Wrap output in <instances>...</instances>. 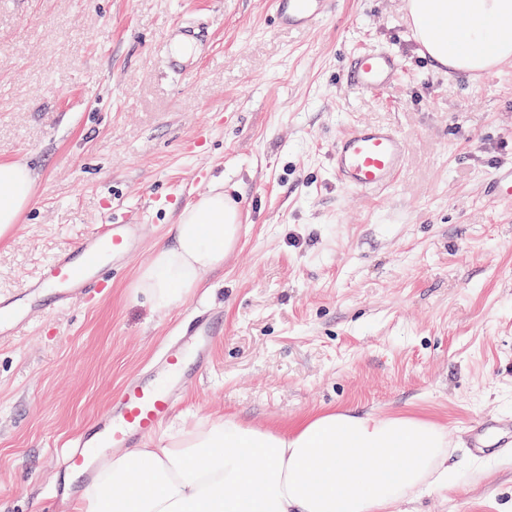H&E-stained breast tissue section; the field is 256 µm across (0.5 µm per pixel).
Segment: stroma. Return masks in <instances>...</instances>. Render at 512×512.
I'll return each instance as SVG.
<instances>
[{"instance_id": "1", "label": "stroma", "mask_w": 512, "mask_h": 512, "mask_svg": "<svg viewBox=\"0 0 512 512\" xmlns=\"http://www.w3.org/2000/svg\"><path fill=\"white\" fill-rule=\"evenodd\" d=\"M273 0H0V161L35 173L0 242V291L20 294L96 225L149 224L97 303L34 314L0 344V512H48L59 446L105 412L197 307L221 329L170 425L209 416L287 427L349 409L427 418L448 435L447 491L393 512H512V451L473 457L470 425L512 416V216L485 195L512 163V65L467 75L424 58L406 0H336L307 30ZM201 42L168 65L169 33ZM406 61L376 93L345 57ZM360 123L394 128L395 186L351 194L328 151ZM235 199L221 267L164 312L134 289L181 209Z\"/></svg>"}]
</instances>
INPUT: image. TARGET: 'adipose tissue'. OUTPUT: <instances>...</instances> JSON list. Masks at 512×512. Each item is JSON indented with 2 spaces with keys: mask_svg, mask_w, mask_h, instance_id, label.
I'll list each match as a JSON object with an SVG mask.
<instances>
[{
  "mask_svg": "<svg viewBox=\"0 0 512 512\" xmlns=\"http://www.w3.org/2000/svg\"><path fill=\"white\" fill-rule=\"evenodd\" d=\"M414 36L433 60L475 75L512 63V0H409ZM23 163L0 162V241L33 200ZM234 201L215 191L182 209L172 244L140 269L137 290L166 310L199 288L239 238ZM448 436L409 415L337 409L289 428L235 417L172 428L154 446L104 458L73 512H389L448 487Z\"/></svg>",
  "mask_w": 512,
  "mask_h": 512,
  "instance_id": "1",
  "label": "adipose tissue"
}]
</instances>
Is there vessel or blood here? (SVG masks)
I'll use <instances>...</instances> for the list:
<instances>
[{"instance_id": "vessel-or-blood-1", "label": "vessel or blood", "mask_w": 512, "mask_h": 512, "mask_svg": "<svg viewBox=\"0 0 512 512\" xmlns=\"http://www.w3.org/2000/svg\"><path fill=\"white\" fill-rule=\"evenodd\" d=\"M331 0H275L278 26L308 29L329 16ZM405 64L394 52L362 49L344 63L342 81L367 93L393 85ZM336 180L346 190L383 192L396 182L406 160V147L392 128L361 123L338 135L329 151ZM494 201H512V166H496L486 176ZM132 255V227L102 224L76 246L48 258L27 284L23 296L0 294V339L11 338L35 310L61 309L80 301L93 303L118 267ZM217 332L208 313L193 317L177 342L166 345L152 367L129 377L107 411L68 441L60 469L89 474L97 448H139L156 437L176 412L183 394L210 364Z\"/></svg>"}]
</instances>
